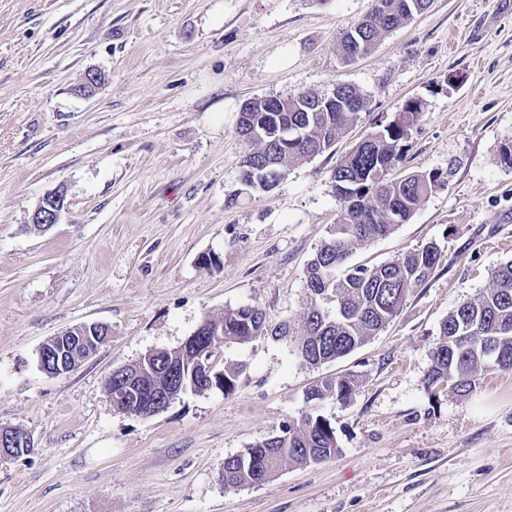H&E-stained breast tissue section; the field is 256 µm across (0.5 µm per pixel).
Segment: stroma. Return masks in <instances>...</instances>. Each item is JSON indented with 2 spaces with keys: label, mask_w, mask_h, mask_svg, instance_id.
Listing matches in <instances>:
<instances>
[{
  "label": "stroma",
  "mask_w": 512,
  "mask_h": 512,
  "mask_svg": "<svg viewBox=\"0 0 512 512\" xmlns=\"http://www.w3.org/2000/svg\"><path fill=\"white\" fill-rule=\"evenodd\" d=\"M371 0H0V427L33 450L0 455V512H512V371L466 395L428 385L439 326L512 260V0H433L369 55L342 63L343 28ZM104 74L76 94L88 71ZM358 88L366 107L333 147L245 191L236 133L254 98ZM481 88L480 104L472 91ZM420 100L395 174L445 184L352 260L378 265L434 241L443 260L386 330L349 356L301 364L287 337L220 344L232 391L116 409V369L173 350L244 305L299 325L305 269L340 211L333 168ZM57 224L30 216L57 186ZM112 333L50 376L40 347L67 328ZM352 371L350 402L307 389ZM313 412L340 452L225 489L227 457Z\"/></svg>",
  "instance_id": "obj_1"
}]
</instances>
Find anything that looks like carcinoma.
I'll use <instances>...</instances> for the list:
<instances>
[{
    "instance_id": "1",
    "label": "carcinoma",
    "mask_w": 512,
    "mask_h": 512,
    "mask_svg": "<svg viewBox=\"0 0 512 512\" xmlns=\"http://www.w3.org/2000/svg\"><path fill=\"white\" fill-rule=\"evenodd\" d=\"M373 2L372 11L340 37L339 56L344 63L371 52L385 35L431 4V0ZM364 108V95L349 84L336 85L334 95L305 91L244 104L236 133L249 146L240 162L241 176L249 182L246 189L274 190L288 163L328 151ZM421 118V102H406L394 120L368 134L333 168L341 209L307 264L309 303L299 329L289 323L270 326L266 313L255 305L226 311L219 319H206L215 334L202 336L194 346L143 360L141 389L163 380L162 371L175 360L181 365V387L193 390L200 385L195 358L201 350L226 340L246 344L269 334L292 336L300 362L313 367L351 354L383 331L412 290L426 283L442 262V251L434 242L373 267L351 262L357 246L392 234L443 184L439 172L392 176L408 130ZM241 370L227 368L212 378L211 385L230 392ZM494 370H512L511 261L495 268L489 288L460 302L442 320L426 378L430 385L445 382L466 393ZM358 386L356 373L326 377L308 389L306 401H344ZM340 452L331 423L306 413L281 438L258 440L242 456L224 461V488L258 484L252 462L262 461L277 471L285 465L323 462Z\"/></svg>"
}]
</instances>
